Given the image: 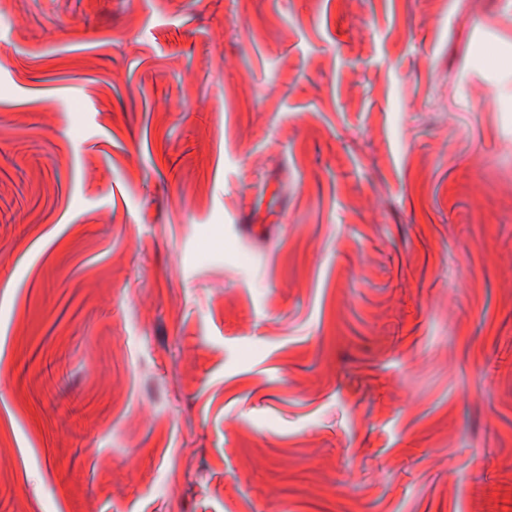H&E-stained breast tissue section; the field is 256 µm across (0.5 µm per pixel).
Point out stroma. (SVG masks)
<instances>
[{
    "mask_svg": "<svg viewBox=\"0 0 512 512\" xmlns=\"http://www.w3.org/2000/svg\"><path fill=\"white\" fill-rule=\"evenodd\" d=\"M512 0H0V512H512Z\"/></svg>",
    "mask_w": 512,
    "mask_h": 512,
    "instance_id": "obj_1",
    "label": "stroma"
}]
</instances>
